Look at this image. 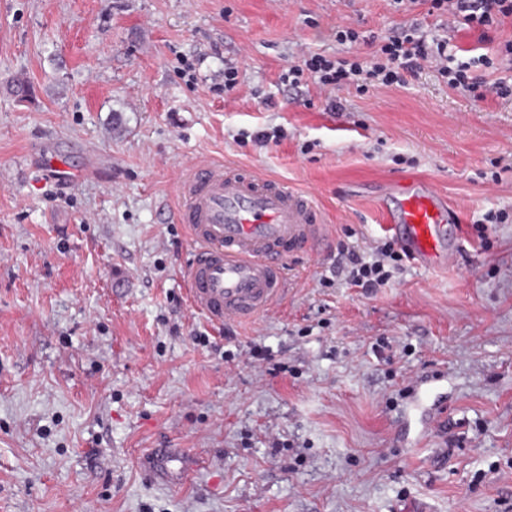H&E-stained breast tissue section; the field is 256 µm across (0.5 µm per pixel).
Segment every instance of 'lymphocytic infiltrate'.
Instances as JSON below:
<instances>
[{
	"label": "lymphocytic infiltrate",
	"mask_w": 512,
	"mask_h": 512,
	"mask_svg": "<svg viewBox=\"0 0 512 512\" xmlns=\"http://www.w3.org/2000/svg\"><path fill=\"white\" fill-rule=\"evenodd\" d=\"M433 10L453 16L459 26L475 29L481 35L489 31L503 29L506 22L512 21V0H430ZM379 59L371 65H364L359 58H329L319 53L304 55L301 64L289 67L282 73V81L289 85L301 84L310 79L322 91L332 94L348 86L365 90L368 83L380 81L382 85L405 84L407 76L416 75L424 67L437 69L446 78L449 86L476 88L478 81L470 77L471 66L493 67V60L485 54L472 58L471 62L457 61L455 54L449 53L447 41L428 42L419 35L417 27L402 29L380 45ZM392 242L377 246L372 257H365L359 250L348 249L346 260L331 268L334 277L344 278L353 288L372 293L384 287L392 273L385 267L386 261H399Z\"/></svg>",
	"instance_id": "1"
}]
</instances>
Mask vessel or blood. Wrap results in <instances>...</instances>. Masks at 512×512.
Here are the masks:
<instances>
[{
    "mask_svg": "<svg viewBox=\"0 0 512 512\" xmlns=\"http://www.w3.org/2000/svg\"><path fill=\"white\" fill-rule=\"evenodd\" d=\"M179 192L178 218L196 244L185 275L189 302L216 325L266 311L284 290L289 256L314 249L322 233L313 200L279 180L204 163L188 171ZM448 219L440 195L414 179L400 186L385 222L413 259L438 268L451 259L440 235ZM177 460L179 468L172 473L168 456L155 454L153 469L181 480L194 457L181 453Z\"/></svg>",
    "mask_w": 512,
    "mask_h": 512,
    "instance_id": "1",
    "label": "vessel or blood"
}]
</instances>
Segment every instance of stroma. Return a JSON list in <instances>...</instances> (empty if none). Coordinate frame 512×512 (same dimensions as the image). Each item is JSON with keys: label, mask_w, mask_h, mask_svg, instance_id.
Wrapping results in <instances>:
<instances>
[{"label": "stroma", "mask_w": 512, "mask_h": 512, "mask_svg": "<svg viewBox=\"0 0 512 512\" xmlns=\"http://www.w3.org/2000/svg\"><path fill=\"white\" fill-rule=\"evenodd\" d=\"M448 22L428 0H0V512H512V101L480 66L474 90L430 68L339 111L279 80ZM204 162L281 179L326 226L221 328L176 219ZM409 178L452 208L448 267L323 284ZM156 448L203 464L171 485Z\"/></svg>", "instance_id": "1"}]
</instances>
